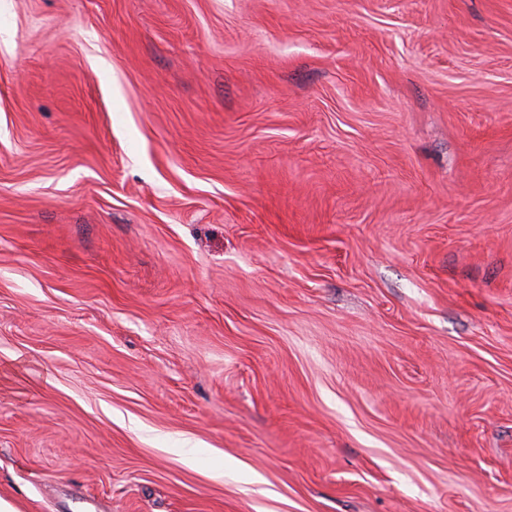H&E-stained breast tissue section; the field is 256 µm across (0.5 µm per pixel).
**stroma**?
Wrapping results in <instances>:
<instances>
[{"label": "stroma", "instance_id": "35a3bbf8", "mask_svg": "<svg viewBox=\"0 0 512 512\" xmlns=\"http://www.w3.org/2000/svg\"><path fill=\"white\" fill-rule=\"evenodd\" d=\"M0 499L512 512V0H0Z\"/></svg>", "mask_w": 512, "mask_h": 512}]
</instances>
